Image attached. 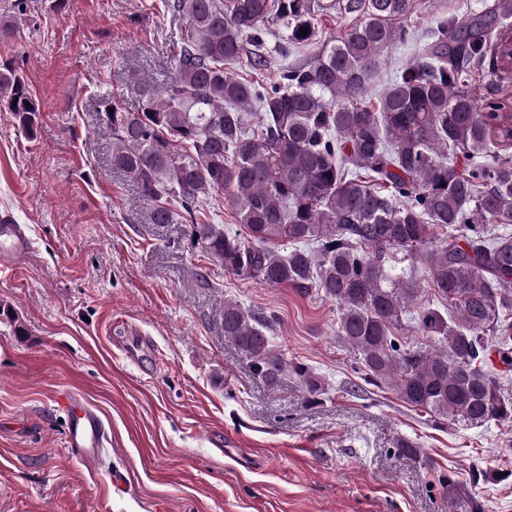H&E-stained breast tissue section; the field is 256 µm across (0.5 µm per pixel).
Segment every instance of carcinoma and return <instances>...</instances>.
I'll use <instances>...</instances> for the list:
<instances>
[{
    "label": "carcinoma",
    "mask_w": 512,
    "mask_h": 512,
    "mask_svg": "<svg viewBox=\"0 0 512 512\" xmlns=\"http://www.w3.org/2000/svg\"><path fill=\"white\" fill-rule=\"evenodd\" d=\"M28 7L0 3L1 41L14 38ZM167 7L185 22L174 77L138 84L133 112L98 101L112 164L136 184L152 223L188 225L192 247L228 274L336 302V336L372 386L453 425L512 423V392L490 364L495 354L512 366V99L496 88L478 103L466 84L474 65L512 69V32L495 25L512 18V0H495L490 18L437 19L375 105L367 82L385 52L412 40V0H334L357 22L266 85L229 67L244 57L254 70L272 64L264 34L273 20L285 31L278 53L316 43L319 0ZM0 107L34 136L40 105L8 60ZM226 195L244 238L206 218ZM397 251L424 266L444 310L417 302L415 274L391 272ZM411 323L428 344L401 341ZM271 326L224 301V338L257 374L273 382L287 370L316 392L308 367L272 350ZM439 484L448 512H485L453 472Z\"/></svg>",
    "instance_id": "carcinoma-1"
}]
</instances>
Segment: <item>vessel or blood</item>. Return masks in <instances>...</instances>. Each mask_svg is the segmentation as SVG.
I'll return each mask as SVG.
<instances>
[{"instance_id":"vessel-or-blood-1","label":"vessel or blood","mask_w":512,"mask_h":512,"mask_svg":"<svg viewBox=\"0 0 512 512\" xmlns=\"http://www.w3.org/2000/svg\"><path fill=\"white\" fill-rule=\"evenodd\" d=\"M27 251V240L18 225L9 216H1L0 266L6 268L20 262ZM59 406L67 415V444L71 451L86 463H98L108 441L101 417L69 393L61 396Z\"/></svg>"}]
</instances>
